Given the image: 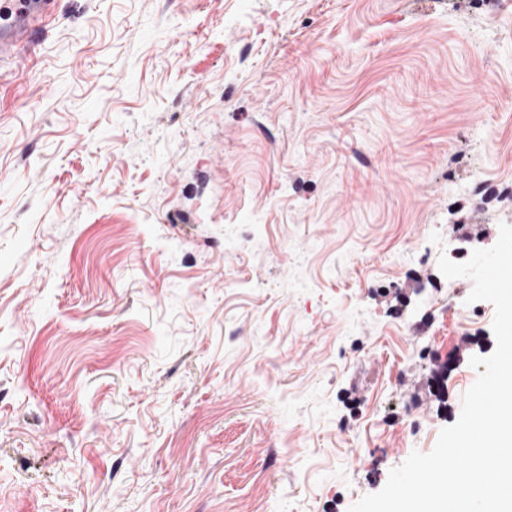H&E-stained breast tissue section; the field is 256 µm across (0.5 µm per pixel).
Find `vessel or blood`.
<instances>
[{
  "mask_svg": "<svg viewBox=\"0 0 512 512\" xmlns=\"http://www.w3.org/2000/svg\"><path fill=\"white\" fill-rule=\"evenodd\" d=\"M56 0H0V63L17 61L54 21Z\"/></svg>",
  "mask_w": 512,
  "mask_h": 512,
  "instance_id": "b4317fda",
  "label": "vessel or blood"
}]
</instances>
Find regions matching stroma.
<instances>
[{
  "instance_id": "stroma-1",
  "label": "stroma",
  "mask_w": 512,
  "mask_h": 512,
  "mask_svg": "<svg viewBox=\"0 0 512 512\" xmlns=\"http://www.w3.org/2000/svg\"><path fill=\"white\" fill-rule=\"evenodd\" d=\"M56 17L0 65V512H348L496 348L438 259L512 225V0Z\"/></svg>"
}]
</instances>
